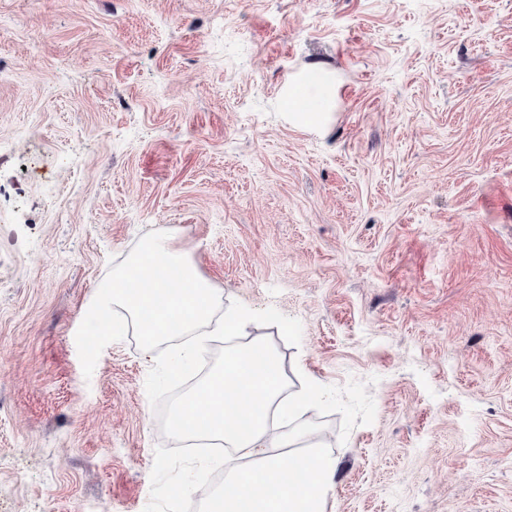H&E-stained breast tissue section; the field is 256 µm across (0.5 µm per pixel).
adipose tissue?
Segmentation results:
<instances>
[{
	"label": "adipose tissue",
	"mask_w": 512,
	"mask_h": 512,
	"mask_svg": "<svg viewBox=\"0 0 512 512\" xmlns=\"http://www.w3.org/2000/svg\"><path fill=\"white\" fill-rule=\"evenodd\" d=\"M272 348L254 346L250 355L231 348L224 366L179 402L169 416L180 437H214L252 457V470L238 468L219 492L223 512H326L338 460L319 443L298 449L293 434L275 436L270 416H292L318 401L316 390L286 393ZM305 478H295V471Z\"/></svg>",
	"instance_id": "obj_1"
}]
</instances>
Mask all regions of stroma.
Here are the masks:
<instances>
[{"label": "stroma", "instance_id": "obj_1", "mask_svg": "<svg viewBox=\"0 0 512 512\" xmlns=\"http://www.w3.org/2000/svg\"><path fill=\"white\" fill-rule=\"evenodd\" d=\"M0 512H168L154 352L76 331L166 233L322 397L327 512H512V0H0ZM324 119L288 110V89Z\"/></svg>", "mask_w": 512, "mask_h": 512}]
</instances>
